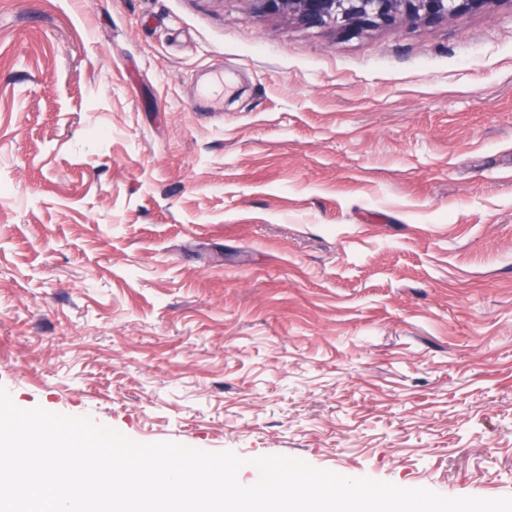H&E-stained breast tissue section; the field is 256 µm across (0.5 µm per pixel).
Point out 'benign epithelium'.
<instances>
[{
    "label": "benign epithelium",
    "mask_w": 512,
    "mask_h": 512,
    "mask_svg": "<svg viewBox=\"0 0 512 512\" xmlns=\"http://www.w3.org/2000/svg\"><path fill=\"white\" fill-rule=\"evenodd\" d=\"M261 14L283 15L305 27H330L360 34L392 26L401 18L434 24L491 0H253Z\"/></svg>",
    "instance_id": "benign-epithelium-1"
}]
</instances>
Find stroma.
<instances>
[{
  "mask_svg": "<svg viewBox=\"0 0 512 512\" xmlns=\"http://www.w3.org/2000/svg\"><path fill=\"white\" fill-rule=\"evenodd\" d=\"M0 387L245 485L512 496V0H0ZM261 14L283 15L305 27H330L360 34L392 26L401 18L434 24L492 0H252Z\"/></svg>",
  "mask_w": 512,
  "mask_h": 512,
  "instance_id": "stroma-1",
  "label": "stroma"
}]
</instances>
